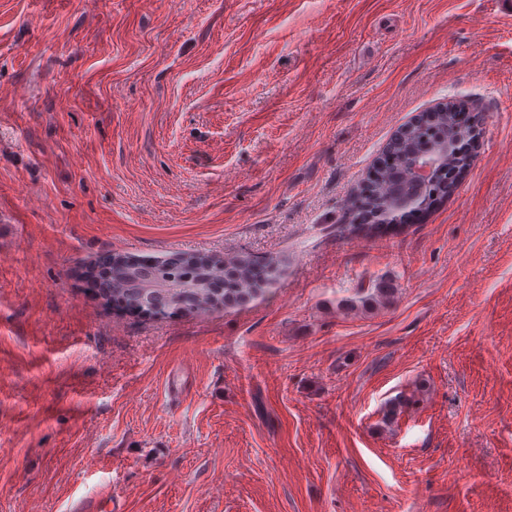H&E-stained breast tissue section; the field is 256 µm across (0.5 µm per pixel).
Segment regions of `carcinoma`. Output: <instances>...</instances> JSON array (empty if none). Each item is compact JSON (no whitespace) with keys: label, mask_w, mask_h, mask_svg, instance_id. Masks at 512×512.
Segmentation results:
<instances>
[{"label":"carcinoma","mask_w":512,"mask_h":512,"mask_svg":"<svg viewBox=\"0 0 512 512\" xmlns=\"http://www.w3.org/2000/svg\"><path fill=\"white\" fill-rule=\"evenodd\" d=\"M462 105L455 102L403 125L390 139L384 154L388 161L375 169L368 187L352 203L349 224H340V236L387 232L394 225L388 217L401 214L406 200L429 210L443 202L470 166L471 157L443 150L452 139L477 154L478 137L473 127L458 120ZM436 158L431 174L421 180L410 172L416 161ZM272 263L260 268L247 256L222 262L199 253H183L155 264L135 262L121 255L112 256L92 275L101 280L98 294L104 303L119 302L132 312L164 317L176 312L201 313L217 305H232L255 297ZM394 293L392 285L377 282L344 299L348 309L379 305Z\"/></svg>","instance_id":"cac0c4a2"}]
</instances>
